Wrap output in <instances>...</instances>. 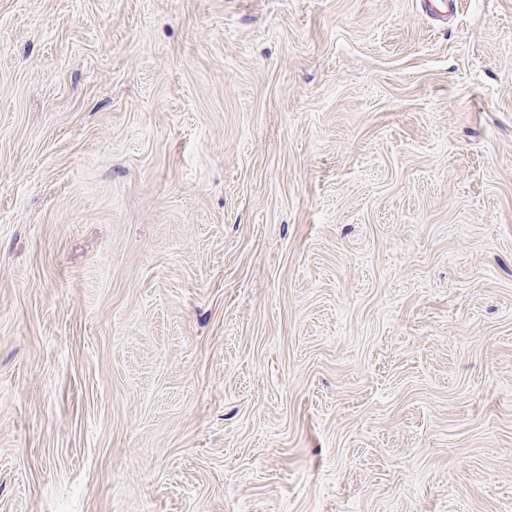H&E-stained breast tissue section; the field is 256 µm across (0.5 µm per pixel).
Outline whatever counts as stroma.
Returning <instances> with one entry per match:
<instances>
[{"label":"stroma","instance_id":"obj_1","mask_svg":"<svg viewBox=\"0 0 512 512\" xmlns=\"http://www.w3.org/2000/svg\"><path fill=\"white\" fill-rule=\"evenodd\" d=\"M0 0V512H512V0Z\"/></svg>","mask_w":512,"mask_h":512}]
</instances>
